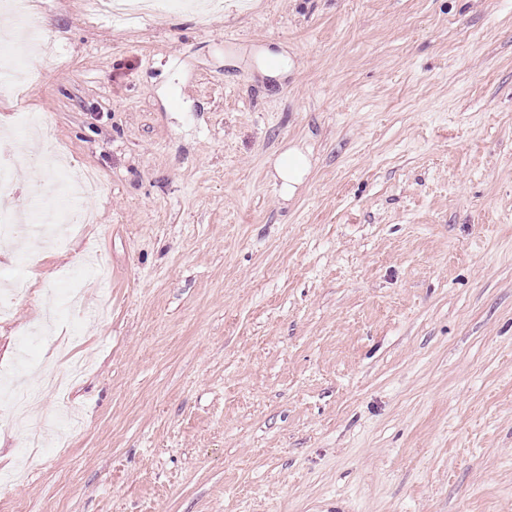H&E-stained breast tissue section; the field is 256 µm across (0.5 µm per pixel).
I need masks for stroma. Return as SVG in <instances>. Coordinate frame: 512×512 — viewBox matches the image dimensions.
Masks as SVG:
<instances>
[{
	"instance_id": "1",
	"label": "stroma",
	"mask_w": 512,
	"mask_h": 512,
	"mask_svg": "<svg viewBox=\"0 0 512 512\" xmlns=\"http://www.w3.org/2000/svg\"><path fill=\"white\" fill-rule=\"evenodd\" d=\"M221 2L37 0L57 59L0 129L44 113L70 158L16 201L85 169L100 192L39 265L0 241V284L43 297L0 320V372L82 360L84 422L0 434V512H512V0ZM46 306L67 354L23 338ZM274 170L280 196L289 199L309 174L310 159L301 149L291 147L278 156ZM0 431L1 433L15 437L18 440L19 447H42L39 435L36 432H33L32 428H30L28 425L21 424L15 421L1 420Z\"/></svg>"
}]
</instances>
